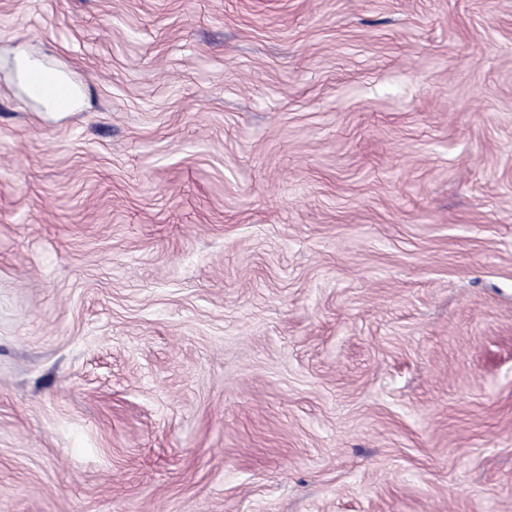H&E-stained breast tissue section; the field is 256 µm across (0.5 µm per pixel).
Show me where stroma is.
Wrapping results in <instances>:
<instances>
[{
    "label": "stroma",
    "instance_id": "1",
    "mask_svg": "<svg viewBox=\"0 0 512 512\" xmlns=\"http://www.w3.org/2000/svg\"><path fill=\"white\" fill-rule=\"evenodd\" d=\"M0 512H512V0H0ZM27 82L30 92L38 97L54 100L59 104L66 101L67 91L64 85L47 81L39 71L28 74Z\"/></svg>",
    "mask_w": 512,
    "mask_h": 512
}]
</instances>
